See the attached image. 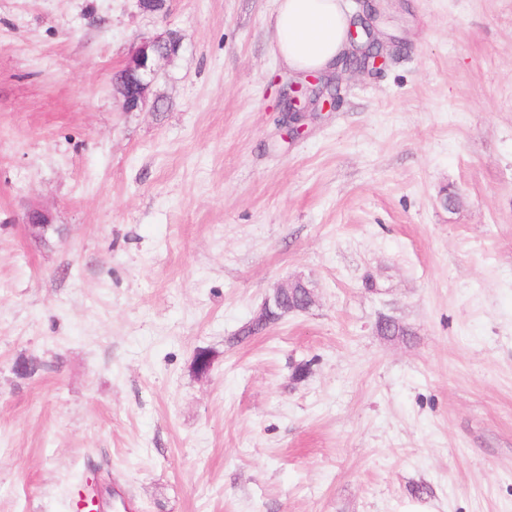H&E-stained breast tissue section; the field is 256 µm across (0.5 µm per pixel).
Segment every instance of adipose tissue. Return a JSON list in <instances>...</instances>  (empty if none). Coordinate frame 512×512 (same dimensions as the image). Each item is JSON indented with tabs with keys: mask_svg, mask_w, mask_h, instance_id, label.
I'll use <instances>...</instances> for the list:
<instances>
[{
	"mask_svg": "<svg viewBox=\"0 0 512 512\" xmlns=\"http://www.w3.org/2000/svg\"><path fill=\"white\" fill-rule=\"evenodd\" d=\"M272 26L282 62L312 73L335 63L347 42L349 19L341 0H276Z\"/></svg>",
	"mask_w": 512,
	"mask_h": 512,
	"instance_id": "adipose-tissue-1",
	"label": "adipose tissue"
}]
</instances>
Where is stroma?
I'll list each match as a JSON object with an SVG mask.
<instances>
[{"mask_svg": "<svg viewBox=\"0 0 512 512\" xmlns=\"http://www.w3.org/2000/svg\"><path fill=\"white\" fill-rule=\"evenodd\" d=\"M275 7L0 0V512H512V0H388L400 47L293 138ZM182 43L175 32L152 37H140L132 54L120 71L117 91L126 111L142 109L147 105V92L157 76L158 64L174 57ZM298 284L307 288L308 292V303L306 304V308H309L315 301V287L311 281L305 280L303 277H296L292 280H288L286 283L278 285L272 291V293L268 294L260 308L259 313L252 319L251 322L254 323H266L274 324L277 321L281 320L285 316H287L291 312L295 311H304L306 308H297V307H284L282 305V299L285 295H288V288H296ZM277 318V320L271 323L272 318Z\"/></svg>", "mask_w": 512, "mask_h": 512, "instance_id": "1", "label": "stroma"}]
</instances>
